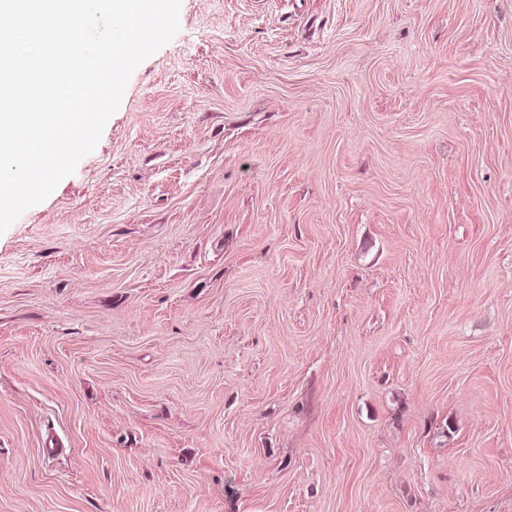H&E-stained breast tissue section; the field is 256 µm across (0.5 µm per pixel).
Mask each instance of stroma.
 Instances as JSON below:
<instances>
[{"mask_svg":"<svg viewBox=\"0 0 512 512\" xmlns=\"http://www.w3.org/2000/svg\"><path fill=\"white\" fill-rule=\"evenodd\" d=\"M0 234V512H512V0H182Z\"/></svg>","mask_w":512,"mask_h":512,"instance_id":"35a3bbf8","label":"stroma"}]
</instances>
